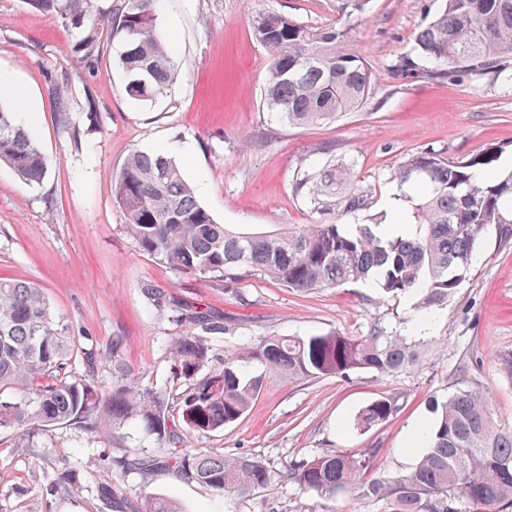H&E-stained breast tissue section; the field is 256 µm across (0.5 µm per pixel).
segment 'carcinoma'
I'll list each match as a JSON object with an SVG mask.
<instances>
[{"label": "carcinoma", "mask_w": 512, "mask_h": 512, "mask_svg": "<svg viewBox=\"0 0 512 512\" xmlns=\"http://www.w3.org/2000/svg\"><path fill=\"white\" fill-rule=\"evenodd\" d=\"M158 0H121L104 12L97 0H28L35 9L74 33L71 53L93 62L107 38L126 95L152 102L167 94L179 63L158 27ZM368 0H336V23L311 27L276 13L256 16L253 32L270 52L263 103L290 125L309 127L336 120L366 103L376 78L351 46L342 21L362 13ZM512 56V0H445L444 8L417 34L411 53L394 66L397 77L421 74L450 84L499 70ZM487 155L451 162L425 152L401 162L392 178L417 193L412 231L394 236L379 224H305L273 235L238 232L217 223L197 200L181 169L162 153L131 152L115 175L112 193L127 234L138 249L182 273L239 280L267 276L297 292L372 280L382 293L411 294L423 309L439 307L470 269L481 238L494 227L504 238L512 223V173L477 179ZM0 163L28 184L43 181L50 160L34 136L0 106ZM353 165L329 164L296 183L313 201L344 196V212L366 207L354 186ZM174 377L185 388L172 396L138 388L118 375L107 389L62 375L73 351L64 318L43 290L24 280L0 279V395L18 391L28 401L0 398V428L30 435L41 427L82 424L110 436L140 421L168 445L164 454L141 453L115 460L123 473L171 468L184 481L246 498L275 475L268 463L240 454L190 453L177 447L185 434L209 435L237 422L262 386L247 366L258 362L288 380L348 376L358 372L402 374L418 366L419 345L406 336L372 328L365 336L329 333L271 336L245 348L218 368L210 367L206 339H173ZM175 404L177 417L169 415ZM398 410L391 397L376 399L356 414L354 426L370 429ZM427 450L408 473L369 477L380 449L332 453L291 461L283 477L305 493L330 497L352 490L383 501L390 512H512V424L499 421L491 398L459 389L433 405ZM131 512H181L178 503L147 497Z\"/></svg>", "instance_id": "carcinoma-1"}]
</instances>
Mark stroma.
<instances>
[{"instance_id": "obj_1", "label": "stroma", "mask_w": 512, "mask_h": 512, "mask_svg": "<svg viewBox=\"0 0 512 512\" xmlns=\"http://www.w3.org/2000/svg\"><path fill=\"white\" fill-rule=\"evenodd\" d=\"M443 0H369L351 18L352 46L376 77L362 108L316 127L289 126L266 112L270 56L254 37L256 15L278 12L320 27L336 21V0H161V30L176 27L170 47L181 70L166 96L138 103L124 91L116 48L94 64L74 56L72 33L26 0H0V69L37 103L31 131L51 160L42 183H23L0 166V278L42 288L74 338L69 380L111 386L122 368L141 389L180 392L170 341L199 332L207 312L212 366L267 336L381 327L427 344L424 362L401 375L356 373L288 381L251 364L263 386L238 422L185 438V448L229 457L249 454L274 471L288 462L360 448L379 449L378 475L408 472L403 449L412 430L432 422L430 402L456 389L490 393L501 422L512 424V239L489 230L471 268L446 304L417 308L415 296L389 298L374 282L297 293L270 278L239 281L190 276L141 253L124 229L112 178L132 150L166 153L196 185L199 201L221 224L269 232L302 224H389L400 186L392 171L409 155L434 152L451 161L493 154L489 169L512 171V58L499 75L457 86L400 79L392 67L410 52ZM330 160L352 164L365 209L348 214L333 200L310 201L295 184ZM435 316L431 331L417 322ZM381 397L399 408L385 423L357 431V412ZM157 447L142 423L111 436L72 425L20 437L0 430V512H109L96 479L111 474L114 502L176 499L184 512H388L346 491L318 497L274 478L247 498L217 493L160 467L123 473L113 460ZM75 485L57 484L62 472Z\"/></svg>"}]
</instances>
